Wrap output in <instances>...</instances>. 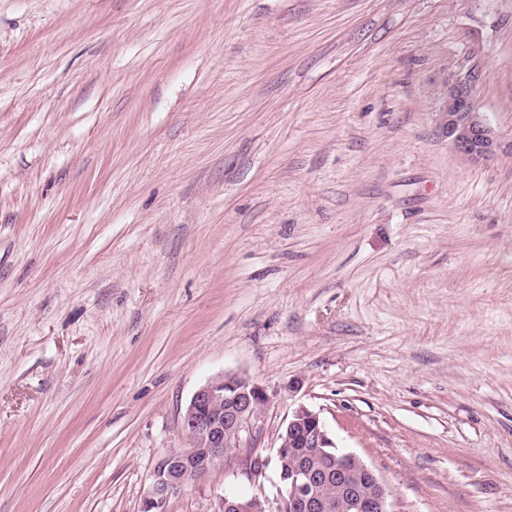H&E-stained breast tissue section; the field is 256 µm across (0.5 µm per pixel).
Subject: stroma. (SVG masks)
<instances>
[{
  "label": "stroma",
  "instance_id": "obj_1",
  "mask_svg": "<svg viewBox=\"0 0 512 512\" xmlns=\"http://www.w3.org/2000/svg\"><path fill=\"white\" fill-rule=\"evenodd\" d=\"M512 0H0V512H140L232 373L396 512H512ZM242 451L169 499L274 495ZM477 80L474 68L460 65L448 78L441 110L448 143L457 155L473 163L487 159L500 148L498 136L479 110Z\"/></svg>",
  "mask_w": 512,
  "mask_h": 512
}]
</instances>
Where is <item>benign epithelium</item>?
Listing matches in <instances>:
<instances>
[{"label":"benign epithelium","instance_id":"7a95c632","mask_svg":"<svg viewBox=\"0 0 512 512\" xmlns=\"http://www.w3.org/2000/svg\"><path fill=\"white\" fill-rule=\"evenodd\" d=\"M477 80L474 68L459 66L448 78L441 110L448 143L473 163L500 148L479 110ZM269 403L264 388L236 374L225 373L197 389L181 416L186 446L159 459L141 512H165L172 494L206 477L225 452L246 447ZM279 440L273 459L251 448L244 456V474L253 483L265 476L271 461L280 464L276 497L226 494L214 512H395L380 475L356 453L336 446L319 412L304 405L292 410Z\"/></svg>","mask_w":512,"mask_h":512}]
</instances>
